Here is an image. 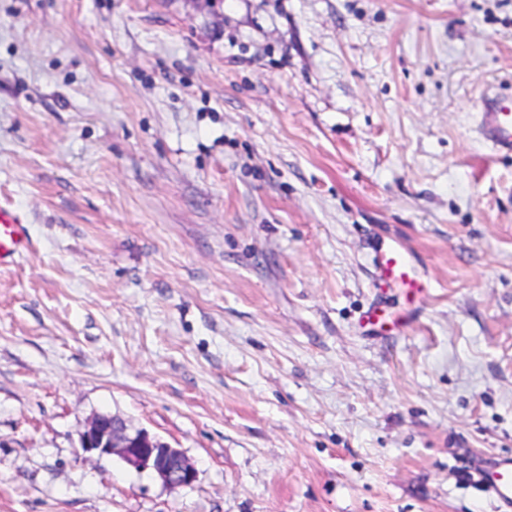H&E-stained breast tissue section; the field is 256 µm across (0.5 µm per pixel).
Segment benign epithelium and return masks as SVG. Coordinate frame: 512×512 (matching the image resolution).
<instances>
[{
    "instance_id": "benign-epithelium-1",
    "label": "benign epithelium",
    "mask_w": 512,
    "mask_h": 512,
    "mask_svg": "<svg viewBox=\"0 0 512 512\" xmlns=\"http://www.w3.org/2000/svg\"><path fill=\"white\" fill-rule=\"evenodd\" d=\"M79 441L80 450L88 457L116 455L138 471H151L170 487L188 486L196 478L195 466L178 449L115 415H93Z\"/></svg>"
}]
</instances>
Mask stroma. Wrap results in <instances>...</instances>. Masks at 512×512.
<instances>
[{
  "instance_id": "obj_1",
  "label": "stroma",
  "mask_w": 512,
  "mask_h": 512,
  "mask_svg": "<svg viewBox=\"0 0 512 512\" xmlns=\"http://www.w3.org/2000/svg\"><path fill=\"white\" fill-rule=\"evenodd\" d=\"M494 95L512 0H0V512H512ZM97 413L193 484L86 458ZM25 221L18 210L0 206V263L28 248ZM379 276L385 282L400 288H406L411 293H421L424 283L413 274L412 264L405 256L398 243L390 244L375 257ZM489 483L496 498L504 505L512 506V460H500L489 476Z\"/></svg>"
}]
</instances>
